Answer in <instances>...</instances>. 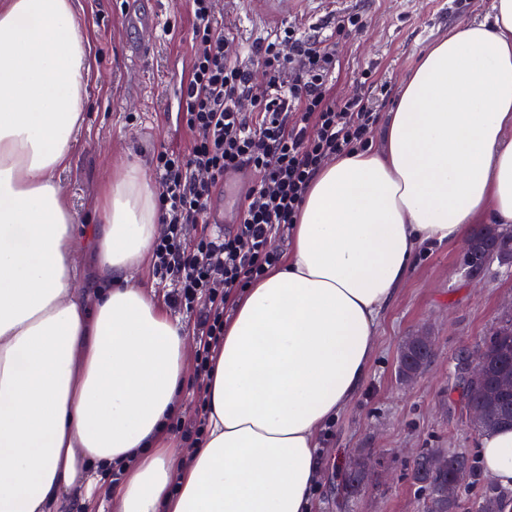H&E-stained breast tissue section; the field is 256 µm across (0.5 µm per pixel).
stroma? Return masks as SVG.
Returning a JSON list of instances; mask_svg holds the SVG:
<instances>
[{"instance_id":"stroma-1","label":"stroma","mask_w":512,"mask_h":512,"mask_svg":"<svg viewBox=\"0 0 512 512\" xmlns=\"http://www.w3.org/2000/svg\"><path fill=\"white\" fill-rule=\"evenodd\" d=\"M253 0H214L215 16L240 46L293 25L301 32H329L337 16L359 13V33L333 40L339 63L334 94L359 95L355 76L369 70L388 95L390 112L401 85L425 50L456 26L482 21L492 0H298L288 16L258 15ZM158 17L150 31L123 29L126 0H77L81 30L90 43L88 106L74 135L69 163L56 177L78 228L77 274L90 280L86 254L100 222L99 204L106 183L129 160L150 168L161 145L188 146L190 133L176 126L175 74L192 62L191 17L187 0H140ZM148 43L150 57L128 62L125 43ZM462 248L435 245L419 254L405 283L382 311L370 372L354 399L317 437L320 478L312 512H420L423 494L410 476L416 448H453L477 457L480 436L458 401L448 366L459 350L480 341L502 315L512 312V272L496 268L473 285L459 272ZM434 335L433 358L412 383L396 374L399 347L420 325ZM374 455L378 480L363 485L349 506L341 504L345 462Z\"/></svg>"}]
</instances>
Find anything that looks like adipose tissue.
<instances>
[{"instance_id": "ef3b65f1", "label": "adipose tissue", "mask_w": 512, "mask_h": 512, "mask_svg": "<svg viewBox=\"0 0 512 512\" xmlns=\"http://www.w3.org/2000/svg\"><path fill=\"white\" fill-rule=\"evenodd\" d=\"M75 0L0 5V512H310L318 430L365 381L379 316L420 252L512 224V0L432 44L378 149L327 162L287 262L247 288L207 378L206 435L159 445L183 405L190 337L135 283L159 235L156 190L124 166L101 201L108 289L76 286L75 224L55 178L88 105ZM512 489V430L481 440Z\"/></svg>"}]
</instances>
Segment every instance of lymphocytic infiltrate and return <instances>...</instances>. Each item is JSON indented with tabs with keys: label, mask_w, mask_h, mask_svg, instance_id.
Segmentation results:
<instances>
[{
	"label": "lymphocytic infiltrate",
	"mask_w": 512,
	"mask_h": 512,
	"mask_svg": "<svg viewBox=\"0 0 512 512\" xmlns=\"http://www.w3.org/2000/svg\"><path fill=\"white\" fill-rule=\"evenodd\" d=\"M194 58L179 86L176 119L191 135L187 151L161 148L153 157L164 227L152 245L154 275L170 288L165 300L193 314L196 407L171 429L200 443L207 423L206 378L224 340V318L236 297L282 259L273 240L287 239L322 166L337 155L368 148L381 120L371 95L346 101L333 94L332 38L360 31L361 15L337 18L328 34L295 27L228 54L233 33L219 23L213 0H189ZM270 74L257 92L252 65ZM254 171L238 203L239 222L224 232L206 221L227 174ZM196 225L188 235V225Z\"/></svg>",
	"instance_id": "obj_1"
}]
</instances>
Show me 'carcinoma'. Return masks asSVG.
<instances>
[{
  "label": "carcinoma",
  "mask_w": 512,
  "mask_h": 512,
  "mask_svg": "<svg viewBox=\"0 0 512 512\" xmlns=\"http://www.w3.org/2000/svg\"><path fill=\"white\" fill-rule=\"evenodd\" d=\"M473 248L470 252L471 267L482 274L490 267V256L501 250L512 251V235L500 224H482L470 235ZM408 340H403L398 355V377L408 382L407 372L412 369L424 371L433 351L426 348L407 350ZM486 362L483 380L472 388L462 390L461 398L467 412L479 410L486 425V433L508 425L512 421V385H503V380L512 378V314L501 317L490 330L489 336L472 351ZM446 465L430 468L417 455L411 461L414 482L423 491L422 512H457L458 495L464 488L482 486L480 512H505L508 502L499 489L485 482L483 466L474 458L452 450L445 457Z\"/></svg>",
  "instance_id": "obj_1"
}]
</instances>
